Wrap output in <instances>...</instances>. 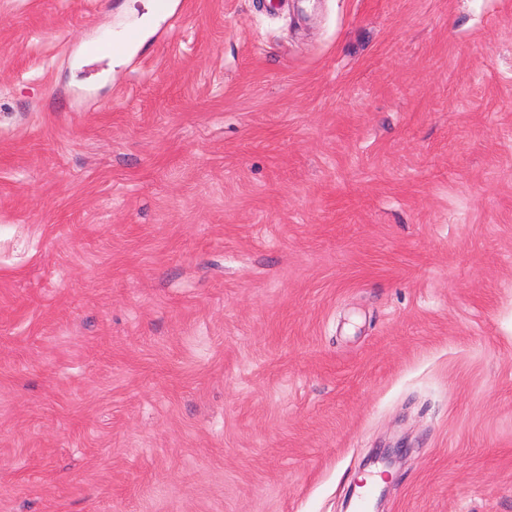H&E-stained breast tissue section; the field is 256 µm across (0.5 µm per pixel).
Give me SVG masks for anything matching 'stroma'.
<instances>
[{
  "label": "stroma",
  "instance_id": "35a3bbf8",
  "mask_svg": "<svg viewBox=\"0 0 512 512\" xmlns=\"http://www.w3.org/2000/svg\"><path fill=\"white\" fill-rule=\"evenodd\" d=\"M0 0V512H512V0Z\"/></svg>",
  "mask_w": 512,
  "mask_h": 512
}]
</instances>
